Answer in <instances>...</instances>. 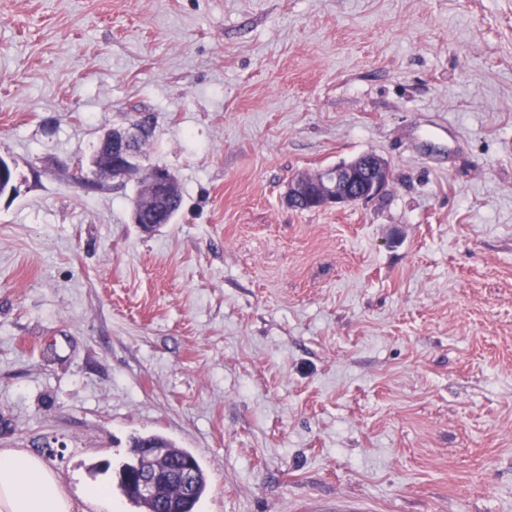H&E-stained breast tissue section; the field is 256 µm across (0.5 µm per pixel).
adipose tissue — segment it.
I'll return each mask as SVG.
<instances>
[{"label": "adipose tissue", "instance_id": "ef3b65f1", "mask_svg": "<svg viewBox=\"0 0 512 512\" xmlns=\"http://www.w3.org/2000/svg\"><path fill=\"white\" fill-rule=\"evenodd\" d=\"M59 477L22 448H0V512H73Z\"/></svg>", "mask_w": 512, "mask_h": 512}]
</instances>
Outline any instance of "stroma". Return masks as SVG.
<instances>
[{"mask_svg": "<svg viewBox=\"0 0 512 512\" xmlns=\"http://www.w3.org/2000/svg\"><path fill=\"white\" fill-rule=\"evenodd\" d=\"M141 112L149 233L78 182ZM0 157V448L76 512L149 433L196 512H512V0H0ZM317 208L342 207L371 200L384 193L390 184V170L381 158L364 154L350 165L330 167L317 173Z\"/></svg>", "mask_w": 512, "mask_h": 512, "instance_id": "stroma-1", "label": "stroma"}]
</instances>
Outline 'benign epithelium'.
<instances>
[{"label": "benign epithelium", "mask_w": 512, "mask_h": 512, "mask_svg": "<svg viewBox=\"0 0 512 512\" xmlns=\"http://www.w3.org/2000/svg\"><path fill=\"white\" fill-rule=\"evenodd\" d=\"M151 117L141 113L121 131H110L99 141L92 160V180L99 181L135 176L147 178L152 183L153 199L150 202L152 219L144 218L140 205L133 209V223L145 231L167 223L163 203L173 193V184L165 169L160 166L143 167L139 163L138 145L149 137ZM314 184L318 188L316 207H342L360 201L371 200L384 193L390 184V170L381 158L364 154L350 165L330 167L317 173ZM157 452L143 450L139 456L143 465L128 473L126 479L143 497H152L158 484L175 481L186 489L192 483L193 470L185 465L176 470H161L154 465Z\"/></svg>", "instance_id": "1"}]
</instances>
